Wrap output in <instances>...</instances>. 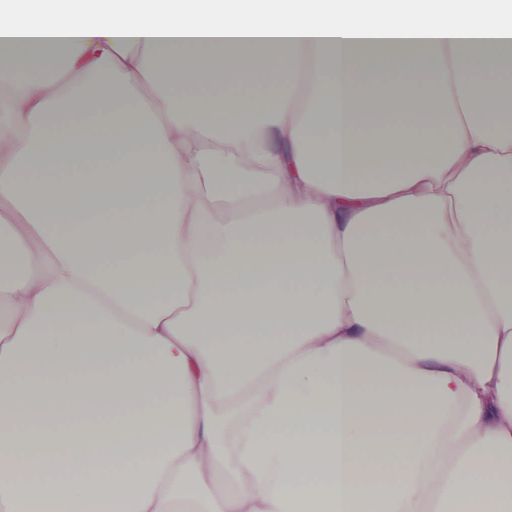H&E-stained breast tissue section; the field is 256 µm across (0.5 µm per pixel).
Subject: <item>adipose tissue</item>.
<instances>
[{
	"instance_id": "obj_1",
	"label": "adipose tissue",
	"mask_w": 512,
	"mask_h": 512,
	"mask_svg": "<svg viewBox=\"0 0 512 512\" xmlns=\"http://www.w3.org/2000/svg\"><path fill=\"white\" fill-rule=\"evenodd\" d=\"M0 59V512H512L505 0H13Z\"/></svg>"
}]
</instances>
